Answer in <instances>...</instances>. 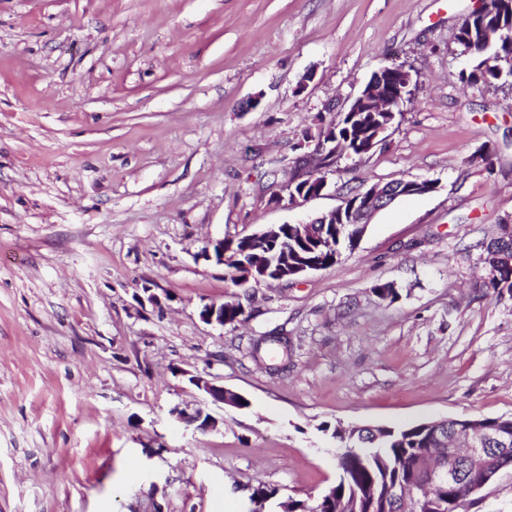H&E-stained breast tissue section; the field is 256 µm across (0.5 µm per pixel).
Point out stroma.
<instances>
[{
	"label": "stroma",
	"mask_w": 512,
	"mask_h": 512,
	"mask_svg": "<svg viewBox=\"0 0 512 512\" xmlns=\"http://www.w3.org/2000/svg\"><path fill=\"white\" fill-rule=\"evenodd\" d=\"M480 2L0 0V512H250L261 484L277 512L336 482L333 426L512 417V296L477 285L512 221V90L466 87L456 40ZM387 61L419 74L398 127L277 204ZM399 179L437 188L331 267L238 286L200 255ZM234 298L242 323L201 320ZM278 334L279 372L252 354ZM190 382L198 390L203 391L213 403L241 408V400L243 396L238 392L224 388L222 385H217L201 375L192 376L190 378Z\"/></svg>",
	"instance_id": "obj_1"
}]
</instances>
